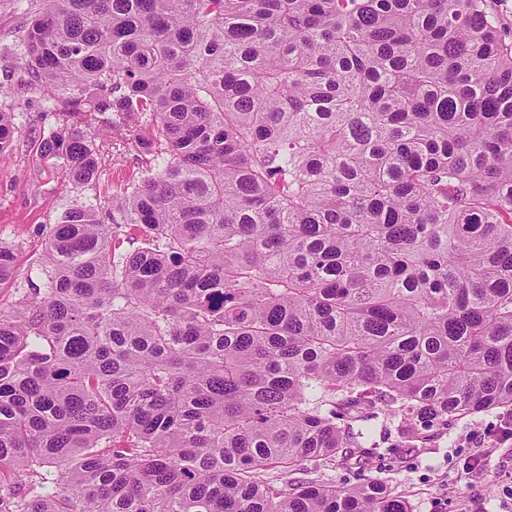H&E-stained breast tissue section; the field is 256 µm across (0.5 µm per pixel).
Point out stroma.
<instances>
[{
	"label": "stroma",
	"instance_id": "obj_1",
	"mask_svg": "<svg viewBox=\"0 0 512 512\" xmlns=\"http://www.w3.org/2000/svg\"><path fill=\"white\" fill-rule=\"evenodd\" d=\"M31 0H0V82L13 86L0 96V110L12 113L15 149L0 156V243L14 246L18 275L0 286V310H9L22 288L36 277L45 234L63 210L73 205L112 210L117 187L140 180L146 163L125 138L111 132L98 139L97 180L83 185L68 181L65 162L37 151L43 132L71 121L91 124L89 113H72L65 96L38 86L28 74L19 49ZM501 413L484 412L461 420L438 446L412 452L390 449L366 466L406 498L412 512H512V444L491 448L500 430ZM486 453L482 471L465 473V459Z\"/></svg>",
	"mask_w": 512,
	"mask_h": 512
}]
</instances>
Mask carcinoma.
<instances>
[{"label":"carcinoma","instance_id":"carcinoma-1","mask_svg":"<svg viewBox=\"0 0 512 512\" xmlns=\"http://www.w3.org/2000/svg\"><path fill=\"white\" fill-rule=\"evenodd\" d=\"M20 47L151 167L121 222L65 210L0 311V512H412L292 475L363 468L399 411L393 448L512 412V46L487 0H38ZM14 133L0 110V154ZM38 149L97 176L76 124Z\"/></svg>","mask_w":512,"mask_h":512}]
</instances>
